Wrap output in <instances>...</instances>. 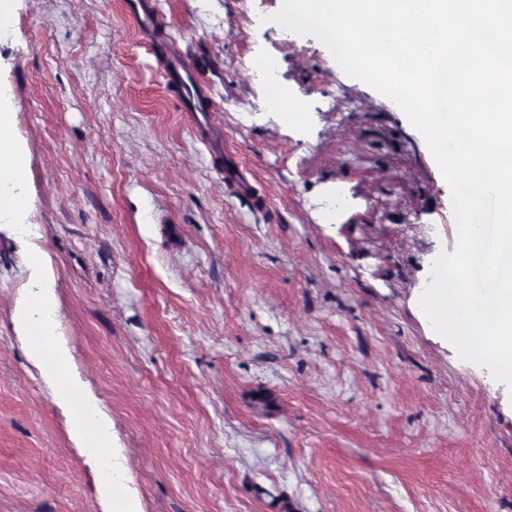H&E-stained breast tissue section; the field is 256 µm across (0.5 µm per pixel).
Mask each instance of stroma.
I'll return each mask as SVG.
<instances>
[{
    "label": "stroma",
    "mask_w": 512,
    "mask_h": 512,
    "mask_svg": "<svg viewBox=\"0 0 512 512\" xmlns=\"http://www.w3.org/2000/svg\"><path fill=\"white\" fill-rule=\"evenodd\" d=\"M149 2L208 111L123 0L0 26L29 163L0 222V512H113L114 481L136 512H512V390L418 305L457 231L423 137L269 22L281 0ZM42 282L63 364L23 320Z\"/></svg>",
    "instance_id": "35a3bbf8"
}]
</instances>
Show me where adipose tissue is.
I'll use <instances>...</instances> for the list:
<instances>
[{
  "instance_id": "ef3b65f1",
  "label": "adipose tissue",
  "mask_w": 512,
  "mask_h": 512,
  "mask_svg": "<svg viewBox=\"0 0 512 512\" xmlns=\"http://www.w3.org/2000/svg\"><path fill=\"white\" fill-rule=\"evenodd\" d=\"M15 114L0 104V217L22 222L21 191L27 181V157L21 141L14 133ZM55 301L50 287H41L29 306L26 323L41 338L42 354L65 360L56 335Z\"/></svg>"
}]
</instances>
